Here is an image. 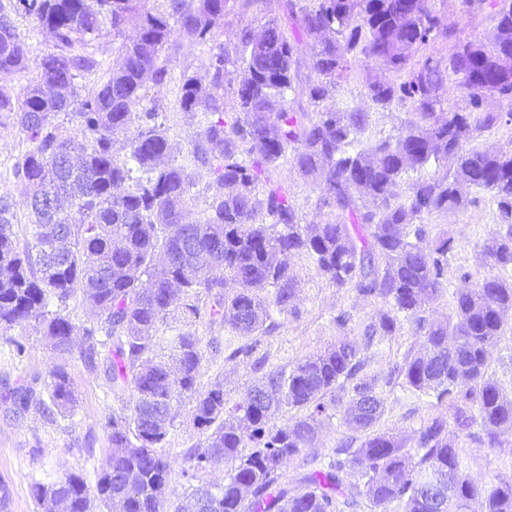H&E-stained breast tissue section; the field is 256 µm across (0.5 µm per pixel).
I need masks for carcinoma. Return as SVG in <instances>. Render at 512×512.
<instances>
[{
	"label": "carcinoma",
	"mask_w": 512,
	"mask_h": 512,
	"mask_svg": "<svg viewBox=\"0 0 512 512\" xmlns=\"http://www.w3.org/2000/svg\"><path fill=\"white\" fill-rule=\"evenodd\" d=\"M157 2L155 9L146 0H0V76L27 68L15 17L52 40L36 79L17 94L0 86V126L17 127L30 144L11 169L22 199L0 195V331L32 327L57 358L46 396L36 395L34 376L10 399L19 415L33 409L52 421L68 413L76 398L66 360L76 348L85 368H105L112 392L123 396L107 422L95 487L75 472L36 482L39 512H164L171 464L162 448L186 399L206 438L185 454L190 506L175 512H196L202 497L207 512H357L360 496L375 508L397 502L402 512H512V478L473 480L455 443L466 435L498 448L512 435V392L488 368L512 312V149L467 147L502 119L480 111L479 76L494 70L512 103V0H492L494 43L466 42L445 62L421 64L411 63L418 46L451 36L431 0H281L283 19L242 26L231 49L218 40L229 0ZM106 25L112 66L83 96L76 79L101 68L89 47ZM177 38L214 44L202 69L184 70L178 83L180 111L206 116L191 141V167L169 162L156 110L134 111L148 86L172 80L166 51ZM305 57L315 77L303 81ZM377 59L404 77L368 84L373 108L408 102L414 112L397 134L372 139L371 113L335 100L352 66ZM454 85L465 90V105L446 112ZM302 95L317 111L303 109ZM62 113L73 128L57 122ZM122 137L129 155L120 162L113 149ZM243 150L252 161L239 159ZM285 158L306 178L326 173L319 188L335 219L301 222L288 188L266 176ZM431 165L433 173L398 192L405 176ZM197 168L213 177L199 218L189 206ZM481 191L497 211L498 227L480 245L492 274L454 292L448 317L429 322L422 313L444 291L454 239L429 235L423 219L459 212ZM20 206L32 220L24 242ZM296 254L332 286L389 309L362 341L342 337L288 370L254 359V382L230 405L222 385L200 386L206 349L192 326L205 316L219 322L251 340L233 355L252 356L260 337L279 328L276 317L298 314L297 275L286 260ZM79 298L88 309L76 323L69 308ZM404 322L421 348L385 383L401 376L443 407L420 426L413 448L376 430L382 384L359 376L362 347ZM339 407L343 423L363 433L360 445L343 438L325 466L294 486L281 482L319 419ZM285 408L303 415L279 426ZM218 458L229 466L224 481L195 483ZM434 471L445 477L441 492L425 483ZM351 474L363 484L348 482Z\"/></svg>",
	"instance_id": "cac0c4a2"
}]
</instances>
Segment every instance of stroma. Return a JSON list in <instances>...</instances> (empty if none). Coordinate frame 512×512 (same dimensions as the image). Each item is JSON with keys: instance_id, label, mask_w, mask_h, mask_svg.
<instances>
[{"instance_id": "1", "label": "stroma", "mask_w": 512, "mask_h": 512, "mask_svg": "<svg viewBox=\"0 0 512 512\" xmlns=\"http://www.w3.org/2000/svg\"><path fill=\"white\" fill-rule=\"evenodd\" d=\"M432 4L442 24L453 31L454 36L449 40L430 38L427 44L415 51L413 62L429 57L447 59L459 43L491 42L497 21L494 8L487 2L470 12L464 10L461 0H432ZM280 14L279 0H254L245 12L240 10L236 0H230L224 12V40L233 42L245 23L258 26ZM17 26L24 43L27 68L24 72L0 78V83L14 88L36 77L39 63L51 46L46 33L28 19H18ZM391 75L389 66L381 61L355 66L348 78L341 81L336 101L370 110L371 103L366 95L368 83L376 77L388 78ZM177 92V85L173 82L160 88H148L138 108L144 111L158 107L159 120L173 146L171 160L185 165L189 162L191 138L199 120L179 111ZM269 177L288 187L304 222L334 219L335 213L323 204L319 188L301 177L289 160H282L278 167L270 169ZM496 224V207L485 195L479 196L476 203L461 212L425 217L424 225L430 234L445 233L455 241V249L445 269V289L426 310V319L446 318L451 310L453 292L473 286L487 276L479 245L495 230ZM289 263L299 280V313L284 319L271 335L262 337L258 351L266 355L271 365L289 367L338 338L361 336L365 324L383 308L382 303L375 299L358 296L345 288L332 287L317 274L305 256H292ZM342 313L349 317L343 326L336 322ZM194 329L203 343L217 341L222 345L220 354L208 355L200 378L201 386L221 382L226 399L239 400L255 378L251 358L233 354L234 349L241 346V339L232 336L223 325L205 319L197 321ZM24 336L28 352L23 360L12 359L0 347V512H36L31 484L50 475L55 477L76 472L88 485H95L104 461L108 435L106 423L111 414L121 407L120 398L112 393L105 373H89L74 355L68 359V371L76 396L71 412L53 422L33 412L16 415L7 397L9 390L30 376L47 377L53 364L47 342L39 331L28 328ZM420 344V339L413 335L410 327L401 328L389 340L362 350L364 374H387L407 351L419 350ZM385 398L386 410L377 425L378 430L396 436L404 447H413L416 429L422 421L435 415V407L398 384L386 388ZM348 433L341 415L321 419L315 441L284 468L283 481L295 484L307 469L327 462L337 440ZM204 441V435L193 426L190 404H182L165 448L173 463L169 477L170 504L182 501L187 489L182 475L186 450ZM457 446L470 478L484 481L495 474L512 475V436L498 448L482 447L465 436L459 437Z\"/></svg>"}]
</instances>
